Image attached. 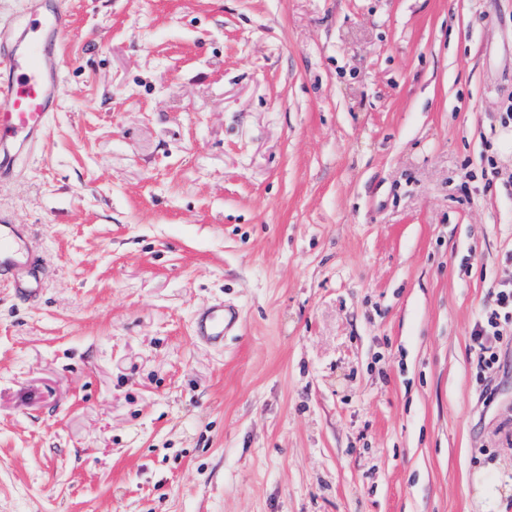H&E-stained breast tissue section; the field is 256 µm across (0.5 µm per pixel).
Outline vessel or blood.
<instances>
[{"instance_id": "b4317fda", "label": "vessel or blood", "mask_w": 512, "mask_h": 512, "mask_svg": "<svg viewBox=\"0 0 512 512\" xmlns=\"http://www.w3.org/2000/svg\"><path fill=\"white\" fill-rule=\"evenodd\" d=\"M28 19L0 34V179L10 176L21 155L46 130L59 85L55 59L59 37L71 22L59 0H29ZM0 280L21 293L40 286L36 253L26 227L0 217ZM236 310L216 306L195 319L197 336L220 344L238 322Z\"/></svg>"}]
</instances>
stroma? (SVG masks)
Here are the masks:
<instances>
[{"mask_svg":"<svg viewBox=\"0 0 512 512\" xmlns=\"http://www.w3.org/2000/svg\"><path fill=\"white\" fill-rule=\"evenodd\" d=\"M61 2L0 512H512V0ZM493 288L491 302L484 306L472 333L479 362L487 368L497 362L491 339L500 336L504 326L512 324V281H500ZM238 312L224 306H216L200 313L195 319L196 336L203 337L214 344H222L224 335L238 322Z\"/></svg>","mask_w":512,"mask_h":512,"instance_id":"stroma-1","label":"stroma"}]
</instances>
